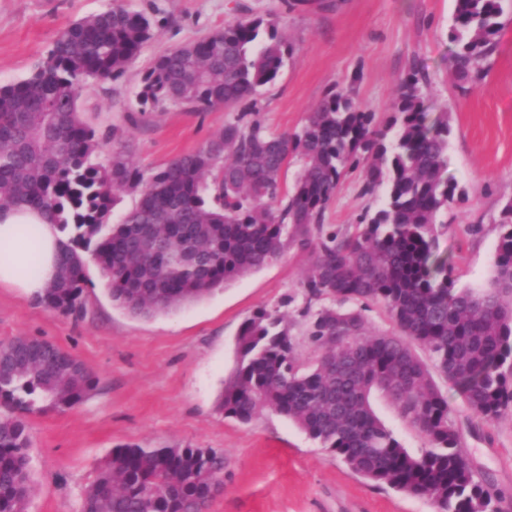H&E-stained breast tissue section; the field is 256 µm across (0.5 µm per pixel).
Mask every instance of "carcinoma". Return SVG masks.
<instances>
[{"label":"carcinoma","instance_id":"cac0c4a2","mask_svg":"<svg viewBox=\"0 0 512 512\" xmlns=\"http://www.w3.org/2000/svg\"><path fill=\"white\" fill-rule=\"evenodd\" d=\"M502 14V0H456L449 38L460 81L483 72ZM152 36L147 15L116 2L61 31L28 76L0 84V209H36L61 235L57 273L40 302L83 311V252L113 302L151 317L201 300L293 245L311 256L300 315L318 356L302 361L285 314L258 308L236 338L224 416L247 423L272 410L371 482L427 497L438 512H493L433 373L487 421L512 409V200L487 284L456 287L439 253V217L462 193L447 175L448 112L430 115L425 77L413 70L401 80L383 127L331 92L299 129L275 133L259 118L258 95L293 49L274 17L239 18L158 57L137 93L143 110L237 106L235 120L157 170L131 164L118 142L104 165L79 99L89 82L121 76ZM293 160L300 171L288 187ZM360 163V194L376 205L356 224L323 223L341 179ZM118 189L137 201L112 223ZM369 302L385 308L392 333L368 331ZM95 385L76 356L52 343H0V512H27L23 415L70 410ZM375 390L427 447H404L377 416ZM223 489L224 456L211 449L125 445L85 489L80 512H205Z\"/></svg>","mask_w":512,"mask_h":512}]
</instances>
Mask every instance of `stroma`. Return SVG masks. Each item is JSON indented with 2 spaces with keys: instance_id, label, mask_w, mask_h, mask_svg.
Listing matches in <instances>:
<instances>
[{
  "instance_id": "stroma-1",
  "label": "stroma",
  "mask_w": 512,
  "mask_h": 512,
  "mask_svg": "<svg viewBox=\"0 0 512 512\" xmlns=\"http://www.w3.org/2000/svg\"><path fill=\"white\" fill-rule=\"evenodd\" d=\"M145 12L154 37L118 79L90 84L80 116L109 157L127 144L142 169L157 168L203 145L232 110L190 112L177 106L141 111L135 94L159 54L245 15H273L293 57L259 96L271 131L300 128L331 91L385 120L398 85L420 70L431 112L447 111L452 133L448 176L466 193L451 205L439 238L458 286L481 287L491 273L502 204L512 198V0L479 79L459 83L448 34L454 0H123ZM113 0H0V83L26 77L56 35ZM361 171L345 175L324 214L352 224L368 198ZM308 253L289 247L267 266L227 282L203 299L151 318L113 304L105 279L87 261L82 315L47 310L38 298L0 288V343L18 337L51 342L75 355L97 380L85 400L65 411L27 415L31 497L28 512H79L82 492L114 448L198 447L222 454L224 489L207 512H435L432 502L378 486L354 473L287 418L263 411L250 423L218 408L236 365L241 323L257 308L285 306L295 336L304 302ZM456 416L461 447L488 482L498 512H512V411L487 421L467 411L451 383L437 378Z\"/></svg>"
}]
</instances>
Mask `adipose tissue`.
<instances>
[{
	"instance_id": "1",
	"label": "adipose tissue",
	"mask_w": 512,
	"mask_h": 512,
	"mask_svg": "<svg viewBox=\"0 0 512 512\" xmlns=\"http://www.w3.org/2000/svg\"><path fill=\"white\" fill-rule=\"evenodd\" d=\"M58 239L57 229L39 211H0V288L43 294L56 274Z\"/></svg>"
}]
</instances>
